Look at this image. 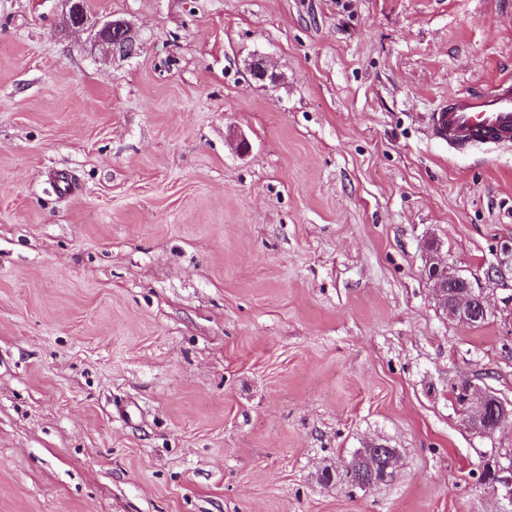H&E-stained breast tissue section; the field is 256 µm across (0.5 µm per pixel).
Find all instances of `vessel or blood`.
<instances>
[{
    "mask_svg": "<svg viewBox=\"0 0 512 512\" xmlns=\"http://www.w3.org/2000/svg\"><path fill=\"white\" fill-rule=\"evenodd\" d=\"M434 135L452 151H480L512 142V77H502L494 89L449 98L433 112Z\"/></svg>",
    "mask_w": 512,
    "mask_h": 512,
    "instance_id": "1",
    "label": "vessel or blood"
}]
</instances>
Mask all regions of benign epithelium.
Wrapping results in <instances>:
<instances>
[{
	"mask_svg": "<svg viewBox=\"0 0 512 512\" xmlns=\"http://www.w3.org/2000/svg\"><path fill=\"white\" fill-rule=\"evenodd\" d=\"M92 37L106 44L112 53L120 52V46L132 41L127 24L118 19H108L90 29ZM427 272L439 305L448 317L469 324L486 314L483 296L469 286L466 278L449 271L437 251H431L427 259ZM452 394L464 422L472 431L490 435L512 420V402L498 397L489 389L482 388L470 379H462L453 385ZM495 483L509 488L512 493V464L488 467Z\"/></svg>",
	"mask_w": 512,
	"mask_h": 512,
	"instance_id": "1",
	"label": "benign epithelium"
}]
</instances>
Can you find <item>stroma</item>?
Instances as JSON below:
<instances>
[{"mask_svg":"<svg viewBox=\"0 0 512 512\" xmlns=\"http://www.w3.org/2000/svg\"><path fill=\"white\" fill-rule=\"evenodd\" d=\"M68 10L0 0V512H512L451 391L512 400V143L428 124L512 73V0H90L133 57ZM92 37L98 41L106 44L112 53L119 54L120 46L128 43L125 48L124 55H134L139 51V47L131 42L132 37L127 24L118 19H108L98 26L96 24L90 29ZM433 249L427 259V272L439 305L448 317L469 324L486 314L483 296L471 288L468 280L449 271L448 263ZM466 285L465 288L461 287Z\"/></svg>","mask_w":512,"mask_h":512,"instance_id":"1","label":"stroma"}]
</instances>
